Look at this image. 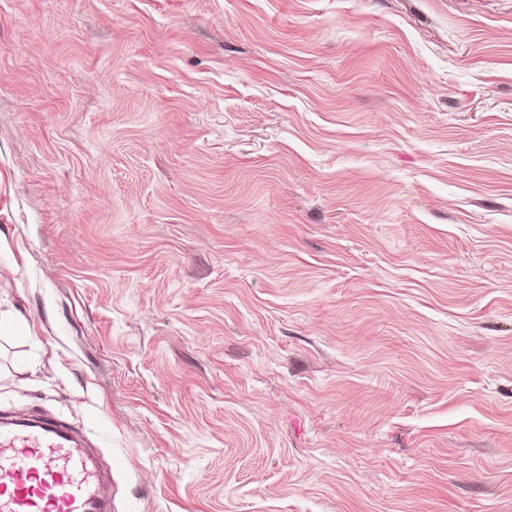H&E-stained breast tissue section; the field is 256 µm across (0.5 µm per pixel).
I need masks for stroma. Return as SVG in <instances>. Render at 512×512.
Returning a JSON list of instances; mask_svg holds the SVG:
<instances>
[{
	"instance_id": "obj_1",
	"label": "stroma",
	"mask_w": 512,
	"mask_h": 512,
	"mask_svg": "<svg viewBox=\"0 0 512 512\" xmlns=\"http://www.w3.org/2000/svg\"><path fill=\"white\" fill-rule=\"evenodd\" d=\"M1 316L112 512H512V0H0Z\"/></svg>"
}]
</instances>
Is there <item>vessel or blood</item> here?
I'll list each match as a JSON object with an SVG mask.
<instances>
[{"label": "vessel or blood", "instance_id": "vessel-or-blood-1", "mask_svg": "<svg viewBox=\"0 0 512 512\" xmlns=\"http://www.w3.org/2000/svg\"><path fill=\"white\" fill-rule=\"evenodd\" d=\"M91 449L47 420L0 422V512H110Z\"/></svg>", "mask_w": 512, "mask_h": 512}]
</instances>
